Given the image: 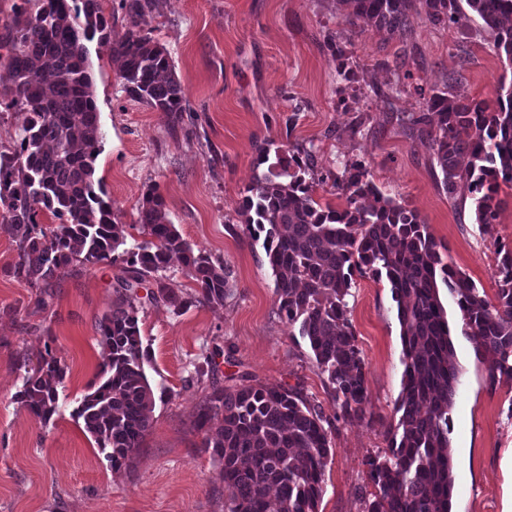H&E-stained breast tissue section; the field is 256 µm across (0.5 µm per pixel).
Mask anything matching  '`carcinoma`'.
I'll use <instances>...</instances> for the list:
<instances>
[{
  "label": "carcinoma",
  "instance_id": "1",
  "mask_svg": "<svg viewBox=\"0 0 512 512\" xmlns=\"http://www.w3.org/2000/svg\"><path fill=\"white\" fill-rule=\"evenodd\" d=\"M462 1L493 36L494 51L512 63V0H340L350 25L389 32L404 30L417 5L435 25L458 24L468 18ZM159 3L119 0L128 29L116 35L101 0H18L0 38V65L11 77L0 102L21 120L18 139L0 147V230L18 246L13 277L40 289L44 306L73 264L107 262L121 271L112 309L96 324L108 358L98 386L76 411L114 471L132 463L151 428L154 393L135 289L147 287L174 257L197 286L187 297L159 288L175 310L222 306L233 287L230 269L215 265L171 224L154 186L138 208V226L150 239L128 246L135 225L117 221L95 178L103 134L85 42L98 40L120 63L119 77L134 98L161 112L186 110L168 51L139 30L141 17ZM409 122L427 141L448 193H468L476 222L494 223L500 184H512V84L493 105L434 93L426 111ZM254 168L240 203L245 230L262 240L279 314L299 326L346 421L360 418L368 401L364 360L348 318L354 274L386 279L397 302L401 415L388 451L366 460L375 491L364 498L363 512H452L448 432L458 367L440 285L477 336L478 358L488 364L494 390L501 379L512 380V249L496 251L499 280L491 301L448 263L420 215L384 196L362 164L345 165L336 179L342 207L314 198L318 180L308 154L269 141L256 148ZM43 214L58 221L54 229L44 227ZM64 375L59 360L41 357L16 400L48 424ZM216 417L221 423L209 429L204 447L212 449L232 491L227 512H319L330 440L318 407L293 388L215 381L198 426Z\"/></svg>",
  "mask_w": 512,
  "mask_h": 512
}]
</instances>
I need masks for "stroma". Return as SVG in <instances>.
<instances>
[{
  "label": "stroma",
  "mask_w": 512,
  "mask_h": 512,
  "mask_svg": "<svg viewBox=\"0 0 512 512\" xmlns=\"http://www.w3.org/2000/svg\"><path fill=\"white\" fill-rule=\"evenodd\" d=\"M408 33L359 30L337 0H161L139 25L169 51L187 110L180 121L131 97L106 48L87 44L102 151L95 161L119 222L136 223L148 187L169 220L234 286L218 307L174 311L138 289L139 327L150 352L152 427L130 466L112 471L76 409L107 352L96 321L109 311L117 268L71 266L49 306L11 268L17 247L0 232V512H224L219 478L199 407L214 349L229 354L218 376L298 390L330 422V455L319 512H362L373 486L366 457L387 451L400 414L402 341L386 281L355 275L349 318L365 363L368 402L361 419H338L335 393L296 326L278 313L261 242L244 231L243 190L256 144L311 151L322 182L314 197L341 205L331 183L345 162L362 161L382 192L416 211L448 261L494 298L495 252L512 249V185L497 195L498 219L480 225L472 203L449 195L430 151L405 123L436 92L495 101L512 64L494 53L477 17L445 26L411 14ZM355 81L341 87L338 63ZM411 77L396 100L377 89ZM447 311L459 378L450 412L455 457L452 512H512V381L486 383L487 366L464 330L448 290ZM64 365L57 411L35 420L16 396L45 352Z\"/></svg>",
  "instance_id": "stroma-1"
}]
</instances>
